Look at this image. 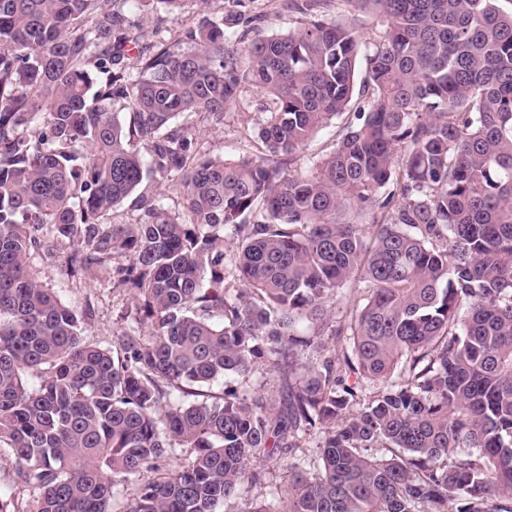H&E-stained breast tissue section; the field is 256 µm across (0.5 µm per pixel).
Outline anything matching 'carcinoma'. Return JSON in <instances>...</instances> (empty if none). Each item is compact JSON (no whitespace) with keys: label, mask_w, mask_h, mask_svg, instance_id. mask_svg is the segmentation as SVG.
I'll list each match as a JSON object with an SVG mask.
<instances>
[{"label":"carcinoma","mask_w":512,"mask_h":512,"mask_svg":"<svg viewBox=\"0 0 512 512\" xmlns=\"http://www.w3.org/2000/svg\"><path fill=\"white\" fill-rule=\"evenodd\" d=\"M144 2L0 0V456L38 490L26 512H115L144 471L123 512H220L283 456L287 496L237 512H512V11L351 0L384 27L364 49L317 15L247 44L232 0L149 52ZM247 85L276 103L267 156L204 157L171 126L222 122ZM130 197L144 218L112 223ZM59 245L64 278L133 291L149 339L82 336L92 307L31 272ZM259 364L285 393L210 392ZM344 125V116L332 121L314 135L300 152L301 160L298 163L311 165L322 155L333 149L338 134ZM155 473L153 472H143L140 475H130L125 481H123L122 485L119 486V494L117 495V501L115 504V508L117 510H123L126 507L127 502L133 498L141 485L150 479L154 478Z\"/></svg>","instance_id":"obj_1"}]
</instances>
